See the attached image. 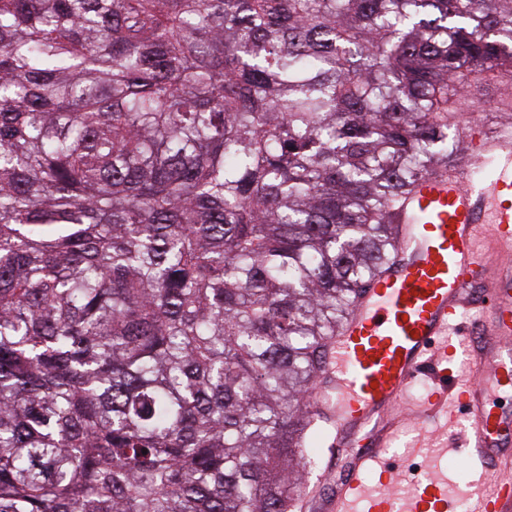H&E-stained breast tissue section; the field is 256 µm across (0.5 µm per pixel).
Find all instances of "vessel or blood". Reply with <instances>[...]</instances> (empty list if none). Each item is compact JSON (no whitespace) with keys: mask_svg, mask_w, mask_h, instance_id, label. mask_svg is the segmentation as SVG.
<instances>
[{"mask_svg":"<svg viewBox=\"0 0 512 512\" xmlns=\"http://www.w3.org/2000/svg\"><path fill=\"white\" fill-rule=\"evenodd\" d=\"M472 165L493 158V176L471 183L465 169L428 175L397 214V256L357 300L329 344L325 381L311 400L330 448L347 457L320 512H450L448 488L433 472L397 495L382 466L391 433L462 408L469 425L453 456L479 467L488 483L473 512H512V415L497 399L512 392V142L491 141L481 124L466 129ZM485 315L470 346L471 373L448 378V336L461 309ZM432 385L409 402L419 377Z\"/></svg>","mask_w":512,"mask_h":512,"instance_id":"obj_1","label":"vessel or blood"}]
</instances>
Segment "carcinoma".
<instances>
[{
	"label": "carcinoma",
	"instance_id": "obj_1",
	"mask_svg": "<svg viewBox=\"0 0 512 512\" xmlns=\"http://www.w3.org/2000/svg\"><path fill=\"white\" fill-rule=\"evenodd\" d=\"M503 82L512 0H0V512H290L325 348Z\"/></svg>",
	"mask_w": 512,
	"mask_h": 512
}]
</instances>
